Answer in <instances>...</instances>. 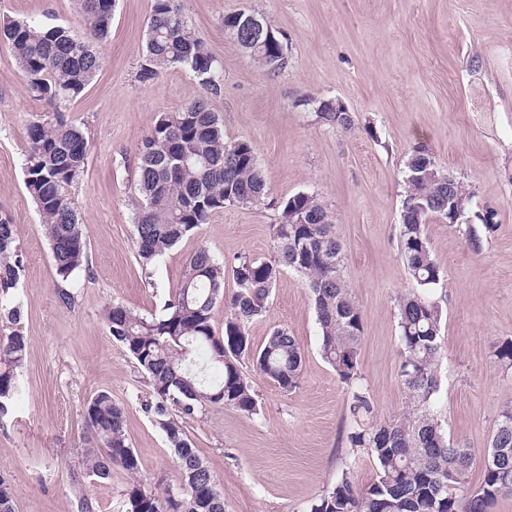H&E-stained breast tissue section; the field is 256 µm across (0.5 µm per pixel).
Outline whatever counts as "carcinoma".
I'll use <instances>...</instances> for the list:
<instances>
[{
	"label": "carcinoma",
	"instance_id": "carcinoma-1",
	"mask_svg": "<svg viewBox=\"0 0 512 512\" xmlns=\"http://www.w3.org/2000/svg\"><path fill=\"white\" fill-rule=\"evenodd\" d=\"M87 39L62 25L41 26L6 18L0 43L7 45L23 72L29 92L52 109L27 127L24 183L33 198L49 241L56 276L66 281L87 269V241L69 187L84 173L90 145L83 130L60 107L77 99L96 77L101 57L94 43L108 38L115 0H75ZM248 13L224 15V29L267 74L288 64L278 34L260 35L245 26ZM172 68L194 73L203 93L176 112H162L142 138L136 182L142 203L134 228L138 260L148 271L167 251L194 234L226 206L259 207L270 192L252 145L224 137V125L210 105L221 92L216 58L188 26L179 0H153L139 78L152 82ZM321 122L344 132L354 128L351 113L336 111V101L318 102ZM466 189L445 172L423 146L406 162V190L399 225V249L416 288L397 300L402 361L400 377L408 405L393 421L379 424L369 392L355 387L347 403L353 423L351 448L375 459L376 479L361 487L346 470L335 485L310 505V512H490L501 496H512V403L503 407L483 452L481 482L469 488L473 451L452 446L430 404L439 390L442 311L428 292L443 282L425 233L432 218L448 219V189ZM273 257L243 254L231 265L236 290L224 292L226 265L205 245L187 259L180 286L157 313L140 314L114 303L103 320L146 375L154 400L145 405L174 455L179 484L158 496L140 481L141 459L126 433L125 408L106 391L86 405L85 420L96 445L84 449L82 464L92 476L108 480L116 468L132 482L127 512H224V496L212 470L199 457L184 419L211 406L258 414L249 377L253 370L288 392L299 385L304 354L295 337L275 329L261 346L253 344L250 324L267 311L272 291L287 270L308 289L320 333L322 359L340 380L357 379L363 314L353 300L342 269L345 254L325 206L313 194L297 193L278 202ZM481 227L467 224L464 235L477 249L481 234L493 230V217ZM25 263L17 245L16 225L0 216V291L18 287ZM224 307V328L215 316ZM30 340L19 331L0 338V418L18 392ZM0 512H15L13 489L0 476Z\"/></svg>",
	"mask_w": 512,
	"mask_h": 512
}]
</instances>
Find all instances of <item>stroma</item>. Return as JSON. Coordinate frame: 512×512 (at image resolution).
<instances>
[{
  "label": "stroma",
  "mask_w": 512,
  "mask_h": 512,
  "mask_svg": "<svg viewBox=\"0 0 512 512\" xmlns=\"http://www.w3.org/2000/svg\"><path fill=\"white\" fill-rule=\"evenodd\" d=\"M152 0H116L102 67L66 107L87 135L84 174L70 188L88 242V269L60 280L23 174L27 125L48 110L28 91L11 50L0 45V215L17 226L26 272L0 305L21 304L19 323L0 318V337L18 330L30 352L19 391L0 419V475L16 512H126L128 477H89L82 453L90 433L87 402L102 391L126 409L128 441L142 461L145 487L163 493L178 473L163 433L143 410L151 387L102 320L119 302L148 314L174 295L188 256L201 245L230 263L273 253L272 206L227 207L143 272L134 217L135 167L158 115L197 98L193 74L172 69L146 84L141 49ZM193 31L221 68L211 104L227 138L249 141L273 198L317 195L346 253L344 278L364 317L357 382L377 419L408 402L400 378L397 297L414 286L398 248L405 163L425 146L472 197L468 219L493 213L495 228L471 248L459 225L425 226L445 274L432 293L442 311L440 387L431 409L452 444L477 451L468 472L480 482L481 452L512 402V370L494 355L512 340V0H180ZM263 18L288 45V65L268 76L224 29L225 14ZM86 27L74 0H0V19ZM342 101L350 132L323 126L319 99ZM74 297L63 305L59 289ZM296 337L305 356L299 386L284 391L257 372L249 378L260 413L210 407L186 419L201 459L224 493L226 512H307L343 470L360 486L376 478L363 450H351L350 388L320 355L310 297L295 273L274 288L249 334L262 345L274 329Z\"/></svg>",
  "instance_id": "35a3bbf8"
}]
</instances>
